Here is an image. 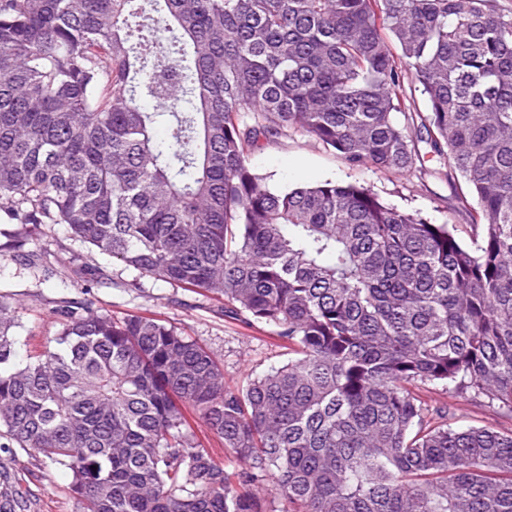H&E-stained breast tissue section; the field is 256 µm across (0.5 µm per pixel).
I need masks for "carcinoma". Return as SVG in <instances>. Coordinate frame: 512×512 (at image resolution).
Wrapping results in <instances>:
<instances>
[{"mask_svg":"<svg viewBox=\"0 0 512 512\" xmlns=\"http://www.w3.org/2000/svg\"><path fill=\"white\" fill-rule=\"evenodd\" d=\"M298 132L351 169L446 161L474 245L355 183L269 190L248 156ZM1 208L21 246L61 224L293 349L229 387L177 327L85 303L20 361L0 301V426L71 472L81 512H267V481L282 512H512V433L414 392L512 416V13L494 0H0ZM419 394L432 405H445L448 403V419L461 417L467 423L475 426H488L504 434L512 431V418L508 415L463 398H448L440 386H421Z\"/></svg>","mask_w":512,"mask_h":512,"instance_id":"cac0c4a2","label":"carcinoma"}]
</instances>
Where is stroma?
Returning a JSON list of instances; mask_svg holds the SVG:
<instances>
[{
  "mask_svg": "<svg viewBox=\"0 0 512 512\" xmlns=\"http://www.w3.org/2000/svg\"><path fill=\"white\" fill-rule=\"evenodd\" d=\"M249 163L272 191L324 180H356L390 205L437 224L455 225L464 242L473 238L469 221L450 206L452 190L446 178L431 170H352L333 150L302 134L252 151ZM16 229L7 211L0 210V297L19 308V356L53 340L59 329L58 308L86 301L113 317L148 313L166 320L209 348L232 385L282 366L293 356L270 328L244 325L224 316L220 303L161 281L137 278L135 271L111 258L89 254L62 225H38L22 246L15 241ZM136 278L140 287H131ZM420 395L431 404L447 406L450 417L512 432V417L462 398H448L441 387H421ZM0 495L12 500L14 512H79L69 470L3 436Z\"/></svg>",
  "mask_w": 512,
  "mask_h": 512,
  "instance_id": "stroma-1",
  "label": "stroma"
}]
</instances>
